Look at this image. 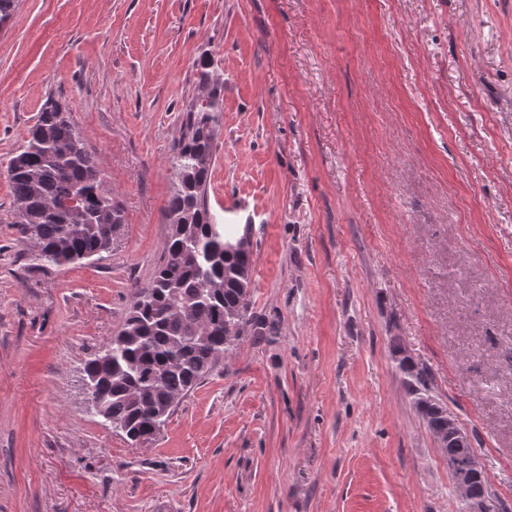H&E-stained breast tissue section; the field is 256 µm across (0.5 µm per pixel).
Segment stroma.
<instances>
[{
  "mask_svg": "<svg viewBox=\"0 0 512 512\" xmlns=\"http://www.w3.org/2000/svg\"><path fill=\"white\" fill-rule=\"evenodd\" d=\"M210 52L211 211L253 251L234 348L151 440L83 364L161 264ZM61 103L124 211L40 269L7 164ZM512 512V0H18L0 27V512H471L393 343Z\"/></svg>",
  "mask_w": 512,
  "mask_h": 512,
  "instance_id": "1",
  "label": "stroma"
}]
</instances>
